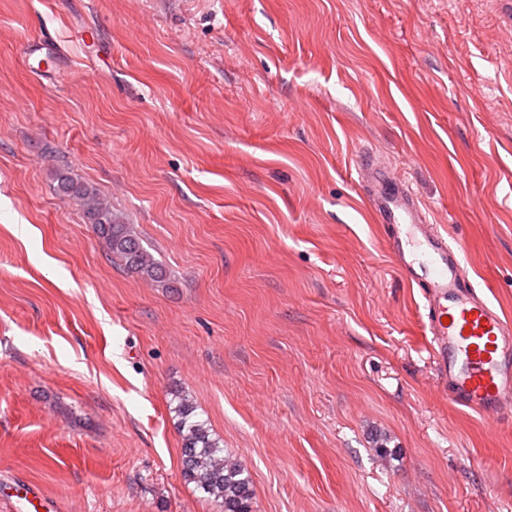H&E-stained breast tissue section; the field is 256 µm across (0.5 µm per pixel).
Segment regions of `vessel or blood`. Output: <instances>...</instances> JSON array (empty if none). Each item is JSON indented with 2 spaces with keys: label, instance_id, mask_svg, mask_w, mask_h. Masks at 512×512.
Masks as SVG:
<instances>
[{
  "label": "vessel or blood",
  "instance_id": "1",
  "mask_svg": "<svg viewBox=\"0 0 512 512\" xmlns=\"http://www.w3.org/2000/svg\"><path fill=\"white\" fill-rule=\"evenodd\" d=\"M369 174L366 200L385 228L389 254L424 300L428 351L449 401L482 416H503L512 406V318L475 286L458 242L428 223L407 181L384 166ZM9 495L28 512L57 510L31 482H15Z\"/></svg>",
  "mask_w": 512,
  "mask_h": 512
}]
</instances>
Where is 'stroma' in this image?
I'll return each mask as SVG.
<instances>
[{
	"mask_svg": "<svg viewBox=\"0 0 512 512\" xmlns=\"http://www.w3.org/2000/svg\"><path fill=\"white\" fill-rule=\"evenodd\" d=\"M43 33L66 81L29 73ZM371 156L512 316V0H0V486L224 512L183 477L179 390L253 512H512V421L445 395ZM58 190L65 200L76 202L86 214L94 230L108 242L112 254L127 270L150 280H162L166 274L140 238L124 224L120 216L91 187L73 182L66 175L57 178Z\"/></svg>",
	"mask_w": 512,
	"mask_h": 512,
	"instance_id": "1",
	"label": "stroma"
}]
</instances>
